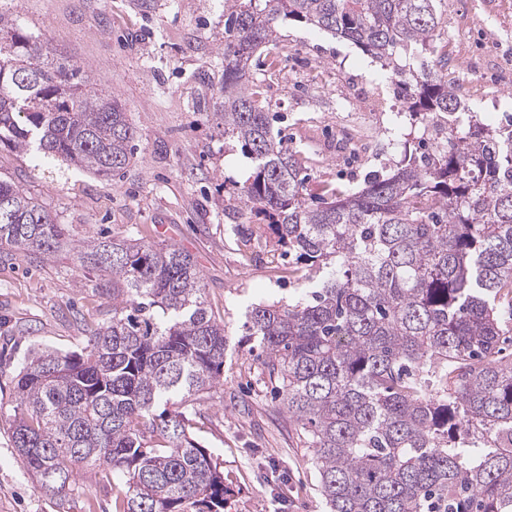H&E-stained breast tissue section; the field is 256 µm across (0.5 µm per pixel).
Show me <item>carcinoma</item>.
Instances as JSON below:
<instances>
[{
  "label": "carcinoma",
  "mask_w": 512,
  "mask_h": 512,
  "mask_svg": "<svg viewBox=\"0 0 512 512\" xmlns=\"http://www.w3.org/2000/svg\"><path fill=\"white\" fill-rule=\"evenodd\" d=\"M435 2L224 0L219 109L224 135L254 163L239 194L309 263L305 299L254 304L245 326L327 512H512V357L502 347L512 336L498 312L512 294V123L471 125L448 73L425 67L426 51L448 61ZM289 20L391 69L411 116L445 122L448 147L426 153L406 140L392 174L359 190L325 185L310 203L304 165L249 78ZM42 56L38 38L0 14V144L109 180L133 157L127 113ZM31 67L40 81L19 86L15 73ZM63 250L109 285L112 317L79 352L20 355L8 419L23 467L59 499L80 468L110 469L124 481L112 512H224V471L189 432L227 348L193 258L128 237L74 240L0 179V253Z\"/></svg>",
  "instance_id": "1"
}]
</instances>
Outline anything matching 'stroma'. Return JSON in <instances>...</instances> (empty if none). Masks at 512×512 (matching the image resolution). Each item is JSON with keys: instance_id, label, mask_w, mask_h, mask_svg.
<instances>
[{"instance_id": "35a3bbf8", "label": "stroma", "mask_w": 512, "mask_h": 512, "mask_svg": "<svg viewBox=\"0 0 512 512\" xmlns=\"http://www.w3.org/2000/svg\"><path fill=\"white\" fill-rule=\"evenodd\" d=\"M448 78L479 125L512 117V0H437ZM0 14L71 61L96 90L122 102L137 130L134 159L103 181L61 162L0 145V176L19 182L74 238L131 237L190 253L206 307L229 341L224 378L202 397L192 432L218 458L231 489L224 512H326L311 455L263 372L244 327L249 305L295 303L268 219L247 212L238 188L252 173L226 137L224 0H0ZM276 77L264 85L283 146L300 151L310 189L361 188L393 172L397 138L423 128L404 110L389 72L351 42L310 25L280 28ZM262 237L261 252L242 236ZM101 277L73 254L0 259V350H81L87 325L112 315ZM110 471H79L65 503L36 490L0 421V512H112Z\"/></svg>"}]
</instances>
